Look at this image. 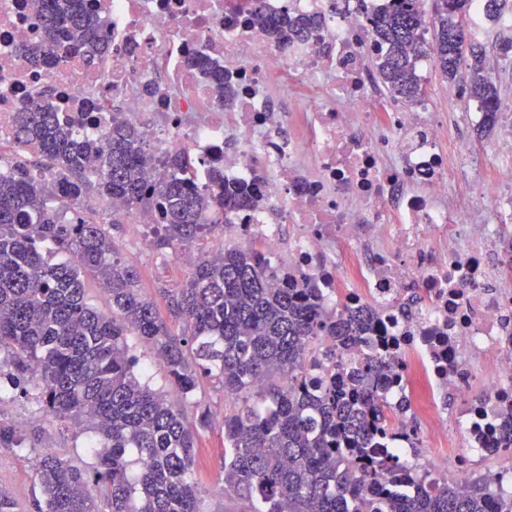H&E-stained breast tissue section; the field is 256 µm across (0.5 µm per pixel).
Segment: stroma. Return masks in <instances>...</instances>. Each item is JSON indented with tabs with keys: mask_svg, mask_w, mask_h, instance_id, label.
<instances>
[{
	"mask_svg": "<svg viewBox=\"0 0 512 512\" xmlns=\"http://www.w3.org/2000/svg\"><path fill=\"white\" fill-rule=\"evenodd\" d=\"M464 138L474 161L475 178H490L494 174L491 156L498 137L497 128L478 130L469 127L464 135L449 133L446 144ZM112 239L121 258L133 265L140 274L144 292L155 302L162 321H169L170 313L162 291L176 287L188 275V267L175 262L171 249L155 243H142L129 233L127 224L110 225ZM38 377L28 372L22 377L21 388L0 396V421L17 424L20 417H28L24 427L25 446L21 449L0 450V489L6 490L16 504V512H28L39 492L34 459L52 453L71 464L85 467L94 457L88 445L89 433L75 429L70 422L58 419L40 407L36 396ZM196 403L186 406L185 416L196 422L201 410H208L210 424L197 433V465L195 474L201 489L203 512H249L248 501L223 491L224 485V420L228 413L227 397L216 381L201 380L195 392Z\"/></svg>",
	"mask_w": 512,
	"mask_h": 512,
	"instance_id": "obj_1",
	"label": "stroma"
}]
</instances>
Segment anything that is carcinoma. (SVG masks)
<instances>
[{"label":"carcinoma","mask_w":512,"mask_h":512,"mask_svg":"<svg viewBox=\"0 0 512 512\" xmlns=\"http://www.w3.org/2000/svg\"><path fill=\"white\" fill-rule=\"evenodd\" d=\"M425 2L390 0L368 14L381 47L372 57L376 78L395 100L415 101L424 96L417 63L430 57L447 81L467 83L483 123H494L500 99L468 24L472 0H432L429 39L417 34ZM34 8L52 48L79 50L90 63L104 54L106 20L81 0H34ZM315 24L301 18L271 35L286 47ZM13 137L19 148L36 145L41 162L19 160L0 172V350L15 370L39 373L45 409L99 437L89 468L52 454L35 458L33 512H96L98 491L110 512H201L195 431L208 414L190 425L166 393L135 374L131 334L154 350L183 400L202 377L235 398L236 410L224 416V491L247 500L251 512H512L511 492L479 479L459 493L418 463V447L385 446L391 411L407 406L382 393L393 358L346 362L365 340L369 315L329 306L313 284L256 248L224 243L199 254L179 286L161 289L182 325L176 336L104 225L78 212L67 220L61 209L90 195L151 208L160 217L157 244L177 255L223 227L253 199L250 189L227 186L215 169L209 191L195 190L181 154L147 169L139 130L121 121L104 144L79 141L58 113L33 106L18 113ZM36 170L56 178L52 196ZM90 281L112 315L87 303ZM25 440L0 421V448ZM386 474L403 475L406 486L370 493Z\"/></svg>","instance_id":"1"}]
</instances>
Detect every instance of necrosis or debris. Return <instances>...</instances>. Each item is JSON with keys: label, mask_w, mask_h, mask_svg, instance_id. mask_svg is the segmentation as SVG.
Listing matches in <instances>:
<instances>
[{"label": "necrosis or debris", "mask_w": 512, "mask_h": 512, "mask_svg": "<svg viewBox=\"0 0 512 512\" xmlns=\"http://www.w3.org/2000/svg\"><path fill=\"white\" fill-rule=\"evenodd\" d=\"M84 4L109 9L104 58L61 52L38 64L20 51L47 45L32 0H0V167L16 155L18 113L36 103L80 138H105L117 120L138 126L148 161L191 158L197 189L217 167L227 184L252 187L255 205L228 217L237 244H260L329 303L375 313L350 356L392 345L397 366L381 386L410 400L391 419L394 447H410L420 418L439 436L454 395L452 471L512 485L503 469L480 467L512 435V250L491 218L512 207V113L501 114L497 174L475 192L464 142L440 149L444 123L427 98L395 101L370 75L368 0ZM258 13L320 24L282 47L254 23ZM200 56L210 69L193 65ZM285 224L296 233L283 261ZM411 286L423 301L406 314Z\"/></svg>", "instance_id": "1"}]
</instances>
